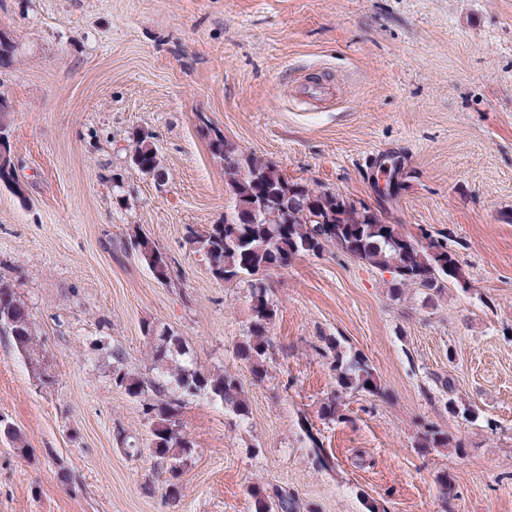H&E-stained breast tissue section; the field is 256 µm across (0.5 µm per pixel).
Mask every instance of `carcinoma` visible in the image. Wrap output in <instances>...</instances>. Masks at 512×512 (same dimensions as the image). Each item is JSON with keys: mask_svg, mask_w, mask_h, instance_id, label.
<instances>
[{"mask_svg": "<svg viewBox=\"0 0 512 512\" xmlns=\"http://www.w3.org/2000/svg\"><path fill=\"white\" fill-rule=\"evenodd\" d=\"M212 132V152L224 162V177L231 193L224 223L212 224L199 232L188 229L187 238L203 253L211 275L222 282L249 286L252 317L246 341L236 347L237 357L250 367L253 380L266 376L268 349L266 331L276 315L270 297L269 272L288 266L297 256L317 255L325 246L392 275L395 292L417 285L437 293L448 282L460 281L463 270L447 244L428 233L419 236L390 221L388 213L357 202L342 193L290 181L273 162L264 161L237 146L228 145L224 134ZM131 165L141 174L165 181L166 173L153 132L137 128L132 132ZM135 247L154 277L169 278L168 259L146 238ZM0 336H5L22 355L35 348L31 315L13 283L0 278ZM181 339L164 332L152 351L155 366L163 376L145 382L126 370L123 352L112 350V380L126 393L142 402V411L152 420L150 448L169 462V494L178 493L181 459L191 452L192 441L180 428V412L192 397L205 396L237 413L245 412L242 382L231 374H211L186 360ZM338 390H358L376 396L384 394L368 359L360 353H336ZM448 435L428 429L419 447L443 448ZM255 512H292L291 497L272 498L259 486L251 489Z\"/></svg>", "mask_w": 512, "mask_h": 512, "instance_id": "carcinoma-1", "label": "carcinoma"}]
</instances>
